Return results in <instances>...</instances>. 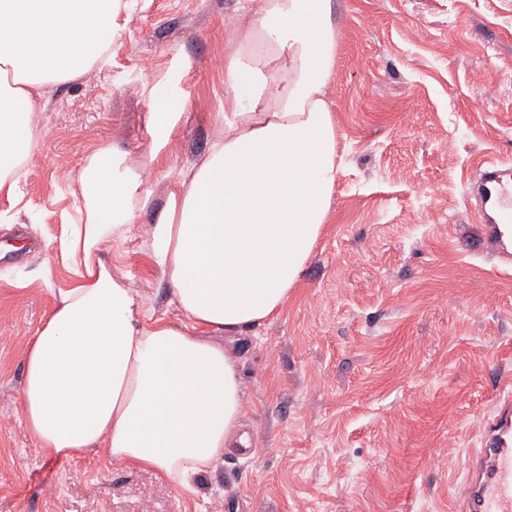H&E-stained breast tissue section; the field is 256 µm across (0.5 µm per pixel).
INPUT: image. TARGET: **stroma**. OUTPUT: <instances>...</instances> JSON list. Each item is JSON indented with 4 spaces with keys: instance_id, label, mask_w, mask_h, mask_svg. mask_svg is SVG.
Instances as JSON below:
<instances>
[{
    "instance_id": "stroma-1",
    "label": "stroma",
    "mask_w": 512,
    "mask_h": 512,
    "mask_svg": "<svg viewBox=\"0 0 512 512\" xmlns=\"http://www.w3.org/2000/svg\"><path fill=\"white\" fill-rule=\"evenodd\" d=\"M107 61L54 87L20 184L0 198V512H452L494 405L512 395V267L498 265L465 196L475 164L512 161V0H333L336 117L331 217L281 314L221 336L239 360L245 449L181 489L104 453L51 460L20 402L28 339L67 275L42 245L76 215L87 154L148 159L141 67L186 101L146 184L202 159L224 126V29L244 0H123ZM498 89L483 105L481 85ZM142 215L104 245L146 309L174 323L147 264Z\"/></svg>"
}]
</instances>
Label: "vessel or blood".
<instances>
[{"instance_id": "vessel-or-blood-1", "label": "vessel or blood", "mask_w": 512, "mask_h": 512, "mask_svg": "<svg viewBox=\"0 0 512 512\" xmlns=\"http://www.w3.org/2000/svg\"><path fill=\"white\" fill-rule=\"evenodd\" d=\"M468 186L495 242L497 261L512 266V166L492 159L478 162ZM458 512H512V402L502 401L487 418L478 446L468 457L458 485Z\"/></svg>"}]
</instances>
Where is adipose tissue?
Listing matches in <instances>:
<instances>
[{
    "instance_id": "ef3b65f1",
    "label": "adipose tissue",
    "mask_w": 512,
    "mask_h": 512,
    "mask_svg": "<svg viewBox=\"0 0 512 512\" xmlns=\"http://www.w3.org/2000/svg\"><path fill=\"white\" fill-rule=\"evenodd\" d=\"M121 0H0V197L19 184L39 133L36 106L52 87L109 53ZM332 0H247L224 37L223 136L173 173L161 208L145 166L111 149L85 158L82 219L64 225L43 267L71 274L24 352L21 407L36 447L56 458L98 451L176 486L245 444L239 362L213 342L277 316L328 222L336 183V118L326 95L336 69ZM150 163L183 116V99L145 84ZM155 211L147 256L184 319L146 312L130 276L113 274L103 244L127 239Z\"/></svg>"
}]
</instances>
